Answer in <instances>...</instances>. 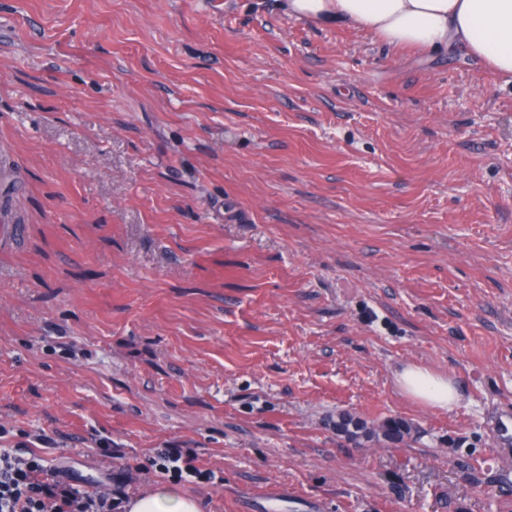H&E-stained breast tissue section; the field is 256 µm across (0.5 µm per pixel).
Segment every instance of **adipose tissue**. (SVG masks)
I'll return each mask as SVG.
<instances>
[{"instance_id": "adipose-tissue-1", "label": "adipose tissue", "mask_w": 512, "mask_h": 512, "mask_svg": "<svg viewBox=\"0 0 512 512\" xmlns=\"http://www.w3.org/2000/svg\"><path fill=\"white\" fill-rule=\"evenodd\" d=\"M299 19L346 24L391 48L423 52L460 49L482 60L505 83H512V0H288ZM410 398L441 409L458 405L448 377L416 366L397 375ZM128 512H201L198 501L163 485L130 498Z\"/></svg>"}]
</instances>
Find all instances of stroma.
Returning <instances> with one entry per match:
<instances>
[{
  "instance_id": "35a3bbf8",
  "label": "stroma",
  "mask_w": 512,
  "mask_h": 512,
  "mask_svg": "<svg viewBox=\"0 0 512 512\" xmlns=\"http://www.w3.org/2000/svg\"><path fill=\"white\" fill-rule=\"evenodd\" d=\"M0 147L1 445L132 496L191 449L202 512H512V85L480 61L281 0H0ZM402 391L410 398L441 409H453L459 394L452 380L417 366L407 365L397 375ZM334 427L338 435L358 445L362 444V440L374 437L379 439L380 436L390 443L403 442L411 434L410 424L403 419H386L378 426V429H375L366 421L354 417L350 413L339 414L334 422ZM151 462L155 472L175 482H222L223 477L209 469H201L194 464L195 458L183 454L179 448H162L155 453Z\"/></svg>"
}]
</instances>
